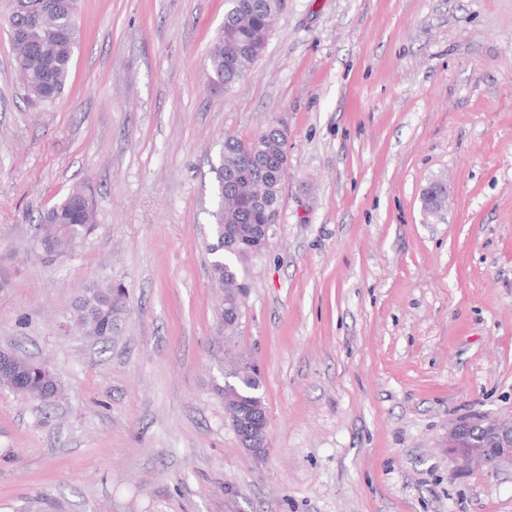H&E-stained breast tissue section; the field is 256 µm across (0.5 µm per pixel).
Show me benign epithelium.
<instances>
[{"instance_id": "1", "label": "benign epithelium", "mask_w": 512, "mask_h": 512, "mask_svg": "<svg viewBox=\"0 0 512 512\" xmlns=\"http://www.w3.org/2000/svg\"><path fill=\"white\" fill-rule=\"evenodd\" d=\"M226 414L239 422L242 450L263 459L268 451L267 411L264 406L234 405ZM449 474L462 476L476 468L512 469V416L498 417L475 413L463 416L448 427Z\"/></svg>"}]
</instances>
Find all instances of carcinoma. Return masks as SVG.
<instances>
[{"label":"carcinoma","mask_w":512,"mask_h":512,"mask_svg":"<svg viewBox=\"0 0 512 512\" xmlns=\"http://www.w3.org/2000/svg\"><path fill=\"white\" fill-rule=\"evenodd\" d=\"M30 0H8L0 23L8 31H18L30 22L25 4ZM286 7L285 0H229L224 25L208 54L209 80L220 86H232L255 67L270 40L274 17ZM77 0H69V11L54 17V24L43 31L37 56L31 57L23 46L13 45L14 62L23 80L26 99L39 106L53 104L68 84L75 51L79 47ZM287 128L267 127L244 141L227 136L213 164L216 174V208L211 246L216 257L210 265L213 282L224 289L220 313L225 339L232 340L239 317L232 307L231 288H250V264L266 255L271 239H257L255 226L273 224L279 213L282 184L286 174L282 149ZM86 190H74L63 202L39 217V245L44 256L57 259L72 253L77 244L94 230L93 203L83 205L76 221L66 214L85 200ZM445 194L434 185L425 198V210L443 208ZM127 314L124 287L109 282L83 289L69 312L68 322L83 335L106 342L121 330ZM0 387L35 398L46 404L59 394L58 384L47 365L15 350L8 368L0 371ZM218 396L241 399L246 405L264 401L261 389L248 375L234 369L224 371V385Z\"/></svg>","instance_id":"1"}]
</instances>
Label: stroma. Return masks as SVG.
Returning <instances> with one entry per match:
<instances>
[{
    "instance_id": "stroma-1",
    "label": "stroma",
    "mask_w": 512,
    "mask_h": 512,
    "mask_svg": "<svg viewBox=\"0 0 512 512\" xmlns=\"http://www.w3.org/2000/svg\"><path fill=\"white\" fill-rule=\"evenodd\" d=\"M226 9L80 0L44 108L0 29V347L64 394L0 389V512H512L511 470L456 479L447 450L456 418L512 415V0H287L229 88L208 78ZM277 120L280 217L229 345L209 162ZM80 185L95 228L45 260L38 219ZM103 281L129 295L104 345L63 325ZM241 353L262 462L215 391Z\"/></svg>"
}]
</instances>
